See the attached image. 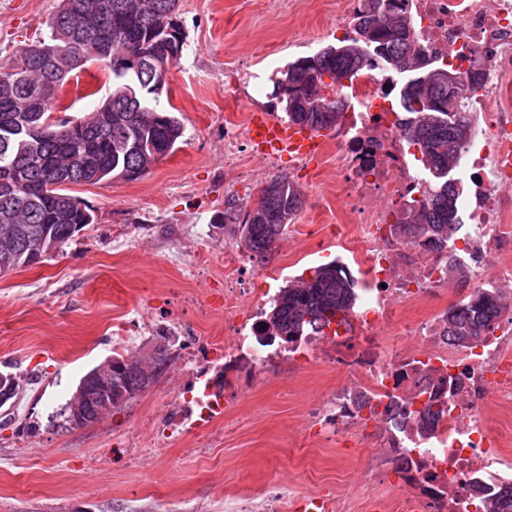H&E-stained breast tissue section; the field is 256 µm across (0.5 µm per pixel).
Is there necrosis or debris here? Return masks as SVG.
Listing matches in <instances>:
<instances>
[{
  "instance_id": "necrosis-or-debris-1",
  "label": "necrosis or debris",
  "mask_w": 512,
  "mask_h": 512,
  "mask_svg": "<svg viewBox=\"0 0 512 512\" xmlns=\"http://www.w3.org/2000/svg\"><path fill=\"white\" fill-rule=\"evenodd\" d=\"M413 46L475 80L467 101L471 136L456 169L469 185L461 255L469 289L512 281V0H406ZM399 76L368 64L341 92L343 125L328 177L347 212L333 237L354 275L358 298L336 335L306 339V368H335L340 385L309 405L314 447L367 449L362 481L320 494L314 512H478L512 485V312L477 345L448 336V265L436 252L397 239L391 227L428 194V176L411 162L405 113L394 106ZM224 332L201 342L227 369L247 368L261 382L276 353L250 338L270 300L263 271L224 249ZM438 413L417 418L429 398ZM216 400H176L172 433H209ZM398 483H391L389 473ZM296 487L258 498L228 499L225 512H290Z\"/></svg>"
}]
</instances>
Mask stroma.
Listing matches in <instances>:
<instances>
[{
  "mask_svg": "<svg viewBox=\"0 0 512 512\" xmlns=\"http://www.w3.org/2000/svg\"><path fill=\"white\" fill-rule=\"evenodd\" d=\"M337 0H178L186 41L167 76L161 107L184 124L175 151L142 179L70 186L95 213L72 240L39 266L0 277V371L21 376L23 396L0 409V512H224L228 495L252 496L295 482L314 494L360 477L361 449L348 461L331 448L306 446V405L335 374L271 365L262 384L232 412L235 431L201 447L190 436L162 435L172 399L183 392L178 363L197 335L224 331L227 203L256 205L262 181L224 166V126L276 111L272 75L288 61L335 43ZM59 0H0V62L44 37ZM111 75L90 63L63 94L79 118L104 99ZM270 176H288L305 203L292 225L316 237L336 221L335 195H318L281 156ZM207 249L214 267L195 257ZM273 248L264 288L278 292L334 259ZM155 316L151 333H132L131 355L150 353L168 336L174 362L164 376L96 423L76 427L64 409L81 378L112 357V336L134 316ZM155 442L152 453L116 458L128 437Z\"/></svg>",
  "mask_w": 512,
  "mask_h": 512,
  "instance_id": "35a3bbf8",
  "label": "stroma"
}]
</instances>
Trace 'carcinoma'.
Returning a JSON list of instances; mask_svg holds the SVG:
<instances>
[{"mask_svg":"<svg viewBox=\"0 0 512 512\" xmlns=\"http://www.w3.org/2000/svg\"><path fill=\"white\" fill-rule=\"evenodd\" d=\"M60 0L46 37L0 64V275L38 265L68 242L75 224L93 223L92 210L67 193L69 184L142 179L183 136L175 113L151 106L166 88L165 29L176 16L178 0ZM356 36L327 45L288 63L272 77L274 98L288 122L316 132L334 131L344 102L334 94L372 61L401 75L402 102L410 113L404 134L419 150L420 162L437 181L408 220L394 233L443 251L461 227L459 189L452 178L466 146L471 117L463 111L470 85L460 81L456 111L448 112V83L437 74L416 80L417 52L409 39L405 0H366L357 17ZM116 53L143 54L138 72L113 68ZM92 61L106 64L112 87L104 101L80 119L61 118L45 125L60 108V95L75 71ZM330 82H325L324 78ZM304 203L300 189L286 176L269 179L255 208L240 214L224 211V224L238 235L252 257L269 258ZM448 279L467 287L461 265L448 257ZM351 278L335 263L314 269L282 288L254 327V337L272 336L289 344L306 336L326 335L341 325L355 304ZM512 297L476 290L448 310V336L462 347L479 341ZM171 365L165 346L149 362L116 354L95 367L82 382L91 399L81 403L84 421H98L146 389ZM16 378L0 382V407L20 398ZM483 512H512V489L487 499Z\"/></svg>","mask_w":512,"mask_h":512,"instance_id":"1","label":"carcinoma"}]
</instances>
